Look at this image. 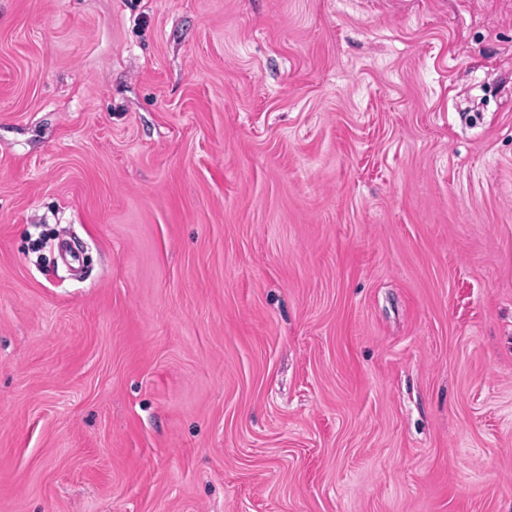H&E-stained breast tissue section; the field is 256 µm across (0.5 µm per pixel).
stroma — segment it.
<instances>
[{"label": "stroma", "instance_id": "35a3bbf8", "mask_svg": "<svg viewBox=\"0 0 512 512\" xmlns=\"http://www.w3.org/2000/svg\"><path fill=\"white\" fill-rule=\"evenodd\" d=\"M0 512H512V0H0Z\"/></svg>", "mask_w": 512, "mask_h": 512}]
</instances>
